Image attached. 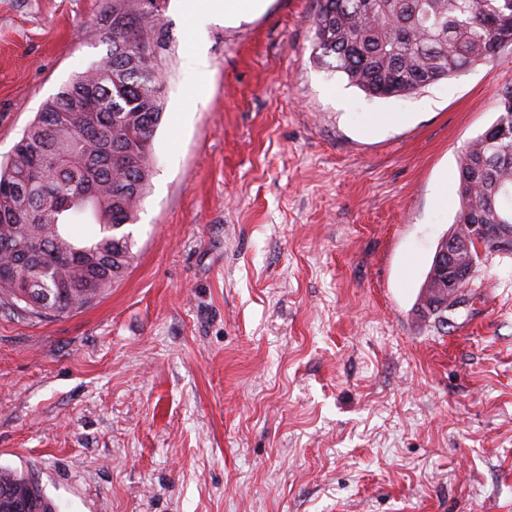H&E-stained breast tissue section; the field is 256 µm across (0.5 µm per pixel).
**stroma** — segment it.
Wrapping results in <instances>:
<instances>
[{
  "mask_svg": "<svg viewBox=\"0 0 512 512\" xmlns=\"http://www.w3.org/2000/svg\"><path fill=\"white\" fill-rule=\"evenodd\" d=\"M112 0H0V162L111 46ZM319 0L208 19L150 0L163 116L93 304L0 307V465L59 512H512V256L447 324L419 294L512 47L379 99L314 58Z\"/></svg>",
  "mask_w": 512,
  "mask_h": 512,
  "instance_id": "1",
  "label": "stroma"
}]
</instances>
